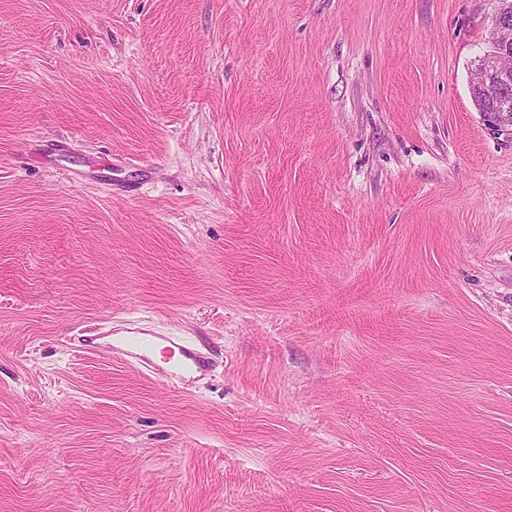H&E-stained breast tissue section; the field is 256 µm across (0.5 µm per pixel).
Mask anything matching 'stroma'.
Instances as JSON below:
<instances>
[{
    "label": "stroma",
    "mask_w": 512,
    "mask_h": 512,
    "mask_svg": "<svg viewBox=\"0 0 512 512\" xmlns=\"http://www.w3.org/2000/svg\"><path fill=\"white\" fill-rule=\"evenodd\" d=\"M496 8L0 0V512H512ZM123 336H110L102 333L98 325L85 330L87 335L80 336V347L87 353L101 356L119 354L129 365L161 377L169 387L187 389L195 380L205 376L209 371V361L188 342L174 336H144L146 330L128 328ZM114 337H117L114 339ZM165 343L164 349L172 356L166 367H159L154 362L152 351L157 343ZM175 350L178 356L174 358ZM148 374V373H147ZM150 374V375H151Z\"/></svg>",
    "instance_id": "1"
}]
</instances>
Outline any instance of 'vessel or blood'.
Segmentation results:
<instances>
[{"mask_svg":"<svg viewBox=\"0 0 512 512\" xmlns=\"http://www.w3.org/2000/svg\"><path fill=\"white\" fill-rule=\"evenodd\" d=\"M156 342V337L146 335L141 329H127L123 336L116 338L102 333L96 325L87 328L85 336L80 339L85 352L97 356L112 353L121 355L132 367L161 377L174 389L188 388L208 372V359L188 342L173 336L164 339L167 350L173 353L172 358L168 359L166 366L156 365L152 357Z\"/></svg>","mask_w":512,"mask_h":512,"instance_id":"1","label":"vessel or blood"}]
</instances>
